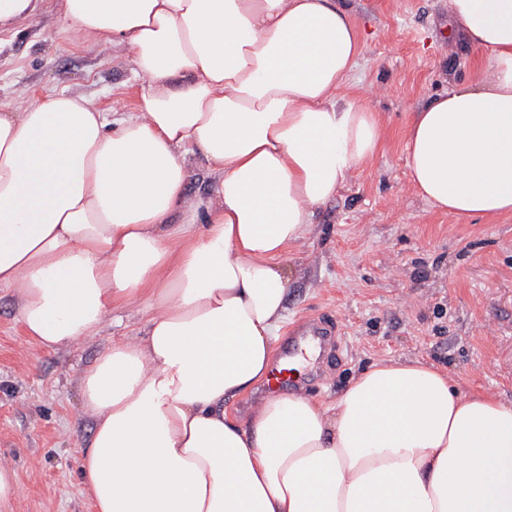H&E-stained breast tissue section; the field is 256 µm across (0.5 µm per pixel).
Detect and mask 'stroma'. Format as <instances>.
<instances>
[{
	"label": "stroma",
	"mask_w": 512,
	"mask_h": 512,
	"mask_svg": "<svg viewBox=\"0 0 512 512\" xmlns=\"http://www.w3.org/2000/svg\"><path fill=\"white\" fill-rule=\"evenodd\" d=\"M365 46L345 93L384 123L383 144L303 245L284 260L287 322L340 323L327 381L301 366V393L331 401L371 362L423 358L461 390L512 399V214L467 218L431 207L409 180L407 127L448 85L472 83L480 54L457 32L447 0H336ZM140 81L124 48L100 52L66 32L56 10L0 35V111L64 90L118 117ZM143 301L109 315L97 336L58 351L31 341L12 291L0 288V460L17 476L10 512H89L80 454L92 421L80 375L111 343L142 334Z\"/></svg>",
	"instance_id": "35a3bbf8"
}]
</instances>
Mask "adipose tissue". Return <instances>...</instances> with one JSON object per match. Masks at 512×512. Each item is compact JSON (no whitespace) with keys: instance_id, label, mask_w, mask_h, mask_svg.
<instances>
[{"instance_id":"obj_1","label":"adipose tissue","mask_w":512,"mask_h":512,"mask_svg":"<svg viewBox=\"0 0 512 512\" xmlns=\"http://www.w3.org/2000/svg\"><path fill=\"white\" fill-rule=\"evenodd\" d=\"M68 30L124 46L143 83L107 120L52 93L0 112V288L58 350L145 296L144 336L83 371L80 459L96 512H512V401L418 359L380 361L327 402L225 398L270 368L282 263L379 151L344 94L362 53L336 0H56ZM485 56L414 113L410 180L464 217L512 213V0H448ZM184 77L180 87L173 78ZM214 184L189 198L188 153ZM265 382L254 392L225 399L224 410L233 416L245 419L249 407L267 394L264 386Z\"/></svg>"}]
</instances>
